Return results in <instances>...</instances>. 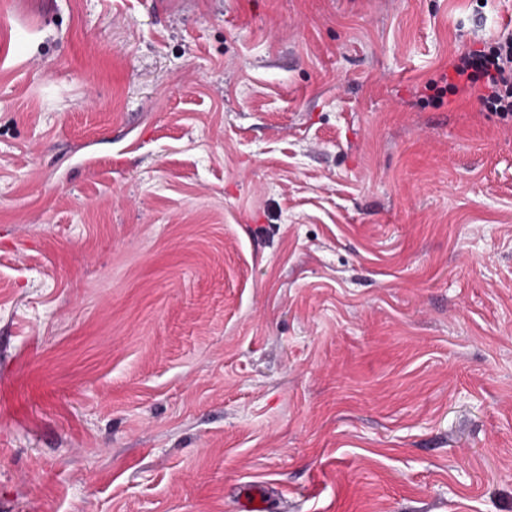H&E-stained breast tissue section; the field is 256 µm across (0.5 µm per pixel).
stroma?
Listing matches in <instances>:
<instances>
[{
  "label": "stroma",
  "mask_w": 512,
  "mask_h": 512,
  "mask_svg": "<svg viewBox=\"0 0 512 512\" xmlns=\"http://www.w3.org/2000/svg\"><path fill=\"white\" fill-rule=\"evenodd\" d=\"M507 26L0 0V512H512ZM456 81L448 76L428 82L430 98L440 100L448 91L457 94L466 87L481 86V104L501 122L512 123V30L490 46L461 53L453 65Z\"/></svg>",
  "instance_id": "35a3bbf8"
}]
</instances>
